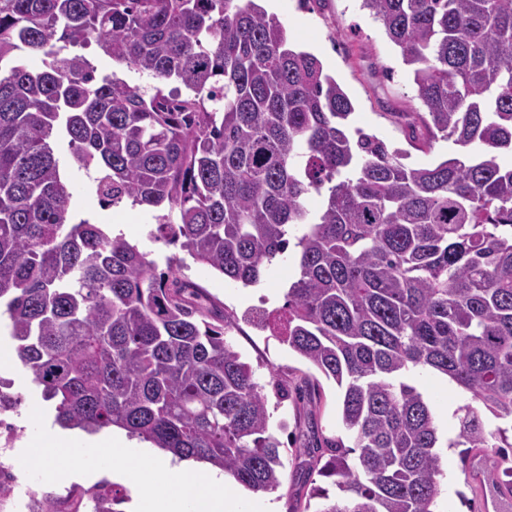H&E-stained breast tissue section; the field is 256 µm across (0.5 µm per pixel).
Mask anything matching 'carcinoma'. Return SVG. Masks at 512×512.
<instances>
[{
    "instance_id": "obj_1",
    "label": "carcinoma",
    "mask_w": 512,
    "mask_h": 512,
    "mask_svg": "<svg viewBox=\"0 0 512 512\" xmlns=\"http://www.w3.org/2000/svg\"><path fill=\"white\" fill-rule=\"evenodd\" d=\"M415 96L462 149L430 166L354 106L256 0H0V315L56 421L125 430L253 493L288 456L264 386L198 286L72 210L54 143L101 203L155 212L156 239L244 287L285 260L281 341L340 391L346 437L306 449L313 512H435L444 475L417 371L471 393L450 448H512V0H362ZM176 87L99 77L69 47ZM44 57L33 72L24 54ZM187 94H182V91ZM322 198L309 209L306 198ZM512 496V458L489 475Z\"/></svg>"
}]
</instances>
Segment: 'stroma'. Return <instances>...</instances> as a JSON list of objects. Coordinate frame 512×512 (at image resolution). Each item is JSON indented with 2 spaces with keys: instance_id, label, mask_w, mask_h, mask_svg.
Listing matches in <instances>:
<instances>
[{
  "instance_id": "obj_1",
  "label": "stroma",
  "mask_w": 512,
  "mask_h": 512,
  "mask_svg": "<svg viewBox=\"0 0 512 512\" xmlns=\"http://www.w3.org/2000/svg\"><path fill=\"white\" fill-rule=\"evenodd\" d=\"M274 13L285 26L291 44L314 54L325 72L348 93L355 106L351 126L401 150L410 166H428L460 155L458 146L439 136L429 137L419 122L421 105L400 50L387 38L382 23L362 9L361 0H321L310 9L302 0H277ZM57 154L65 164L74 210L90 212L108 230L134 227V244L157 263H164L172 250L150 239L149 232L156 224L152 213L101 205L92 191L91 179L74 164L67 139H59ZM180 273L203 287L214 308L223 312L237 350L260 383L278 389L277 394L268 397V410L273 434L290 452V473L271 499L279 512H291L295 503H306L309 493L295 473V449L324 447L327 440L342 433L335 383L289 350L269 327L254 320L258 303H265L271 310L284 304L293 264L275 262L253 287L224 280L190 259ZM414 383L434 404L441 439H456L458 419L448 414L446 404L469 402L470 394L431 372L417 374ZM443 457L447 466L437 499L438 512H495L490 507L488 480L474 479L458 449H448Z\"/></svg>"
}]
</instances>
